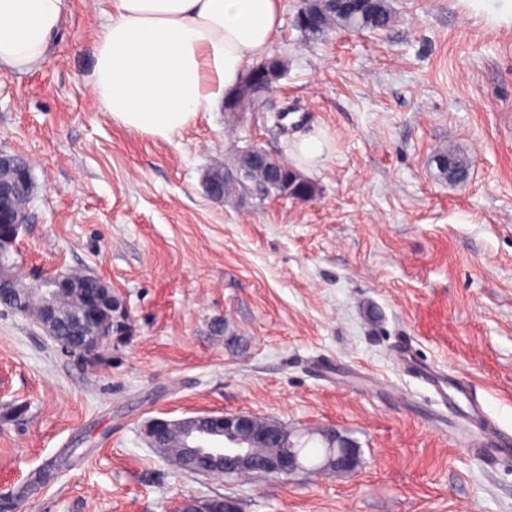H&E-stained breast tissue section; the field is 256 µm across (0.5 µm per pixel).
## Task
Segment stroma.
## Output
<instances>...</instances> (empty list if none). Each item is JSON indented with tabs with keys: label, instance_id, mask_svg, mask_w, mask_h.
Masks as SVG:
<instances>
[{
	"label": "stroma",
	"instance_id": "1",
	"mask_svg": "<svg viewBox=\"0 0 512 512\" xmlns=\"http://www.w3.org/2000/svg\"><path fill=\"white\" fill-rule=\"evenodd\" d=\"M300 2L283 0L272 51L288 70L261 110L200 113L169 141L92 95L110 0H70L46 65L0 74V150L35 182L19 271H85L126 312L89 365L0 310V507L512 512V457L483 422L512 433V27L467 0H389L388 28L308 41ZM316 135L315 196L207 195L204 172L237 147L288 160ZM449 147L470 160L464 183L437 177ZM236 412L336 429L359 466L203 476L142 436L153 418Z\"/></svg>",
	"mask_w": 512,
	"mask_h": 512
}]
</instances>
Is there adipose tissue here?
<instances>
[{
  "mask_svg": "<svg viewBox=\"0 0 512 512\" xmlns=\"http://www.w3.org/2000/svg\"><path fill=\"white\" fill-rule=\"evenodd\" d=\"M282 0H113L92 93L128 131L171 140L233 95L282 26ZM67 0H0V71L46 62Z\"/></svg>",
  "mask_w": 512,
  "mask_h": 512,
  "instance_id": "1",
  "label": "adipose tissue"
}]
</instances>
